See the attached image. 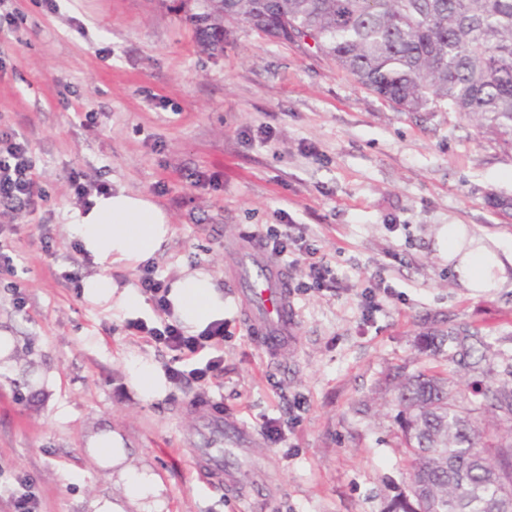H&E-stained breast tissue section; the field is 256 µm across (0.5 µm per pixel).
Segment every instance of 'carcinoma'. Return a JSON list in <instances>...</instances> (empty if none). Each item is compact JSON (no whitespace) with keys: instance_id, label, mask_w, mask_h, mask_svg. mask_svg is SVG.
<instances>
[{"instance_id":"cac0c4a2","label":"carcinoma","mask_w":512,"mask_h":512,"mask_svg":"<svg viewBox=\"0 0 512 512\" xmlns=\"http://www.w3.org/2000/svg\"><path fill=\"white\" fill-rule=\"evenodd\" d=\"M269 37L305 38L368 90L405 112L445 107L512 136V0H203L188 21L211 50L224 20ZM448 361L479 371L476 400L452 393L454 370L399 368L395 405L410 458L408 483L383 512H512V362L459 322L424 334ZM490 419L509 434L478 424Z\"/></svg>"}]
</instances>
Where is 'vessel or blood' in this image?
<instances>
[{"label":"vessel or blood","instance_id":"b4317fda","mask_svg":"<svg viewBox=\"0 0 512 512\" xmlns=\"http://www.w3.org/2000/svg\"><path fill=\"white\" fill-rule=\"evenodd\" d=\"M253 251L259 261L249 276L245 289V312L258 322L257 347L268 356H276L296 344L298 315L288 287V275L284 265L264 260L261 244H254ZM198 470L221 478L227 485H234L232 472L224 468V451L220 448H199L195 451Z\"/></svg>","mask_w":512,"mask_h":512}]
</instances>
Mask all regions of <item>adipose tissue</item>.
<instances>
[{
	"label": "adipose tissue",
	"mask_w": 512,
	"mask_h": 512,
	"mask_svg": "<svg viewBox=\"0 0 512 512\" xmlns=\"http://www.w3.org/2000/svg\"><path fill=\"white\" fill-rule=\"evenodd\" d=\"M172 228L162 209L146 197L117 191L93 197L92 204L77 211L69 224V236L99 268L83 282V298L95 305L118 308L127 314L143 310L145 301L132 287H118L110 275L116 264L135 265L156 253L168 239ZM512 265V255L503 257L484 248L469 254L458 268L460 282L468 288L497 287L487 277L489 267L504 270ZM169 297L176 317L189 334H197L209 323L224 316V297L215 288L209 272L196 270L176 279ZM88 448L100 467L114 469L125 488L129 503L137 504L158 496L160 488L153 477L127 465V452L121 436L107 429L88 441Z\"/></svg>",
	"instance_id": "adipose-tissue-1"
}]
</instances>
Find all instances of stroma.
<instances>
[{
  "label": "stroma",
  "mask_w": 512,
  "mask_h": 512,
  "mask_svg": "<svg viewBox=\"0 0 512 512\" xmlns=\"http://www.w3.org/2000/svg\"><path fill=\"white\" fill-rule=\"evenodd\" d=\"M200 9L0 0V130L25 135L46 194L32 212L0 209V244L20 268L0 270V332L15 336L19 361L17 374L0 375V470L27 474L45 512H85L99 494L125 503L87 448L109 428L153 475L163 512H382L408 478L391 376L448 365L423 333L464 321L512 356V267L498 287H465L445 244L455 224L482 246L512 249V217L486 200L512 195V150L458 113L400 111L315 49L246 24L225 21L223 51L204 49L186 21ZM75 173L167 214L172 235L149 259L165 281L213 274L227 305L204 330L224 337L218 377L166 380L153 399L135 392L130 361L164 372L174 354L58 279L97 272L65 230L84 205ZM280 224L299 225L339 284L294 293L298 343L270 358L242 310L238 269L253 236ZM378 272L394 295L367 322L361 292ZM11 281L25 309L13 307ZM38 370L57 373L55 396L37 388ZM213 409L250 437L226 442L231 488L189 454L204 447Z\"/></svg>",
  "instance_id": "35a3bbf8"
}]
</instances>
